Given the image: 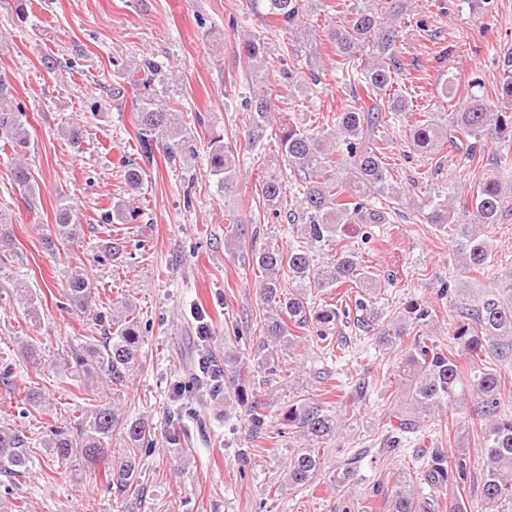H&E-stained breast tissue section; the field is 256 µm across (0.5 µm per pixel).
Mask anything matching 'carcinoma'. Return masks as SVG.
Here are the masks:
<instances>
[{
	"label": "carcinoma",
	"instance_id": "cac0c4a2",
	"mask_svg": "<svg viewBox=\"0 0 512 512\" xmlns=\"http://www.w3.org/2000/svg\"><path fill=\"white\" fill-rule=\"evenodd\" d=\"M268 14L275 16L288 32L303 22L306 4L303 0H267ZM411 0H382L374 8L352 9L345 19L328 33L336 55V70L353 78L361 93L353 104L332 116L328 122L334 130L301 128L297 125L267 131L272 89L268 75L279 72L282 86H300L298 74L302 66L277 58L266 52L265 42L250 35L240 43L239 58L251 75L249 95L244 107L254 113L250 139L260 143L264 137L277 142L284 167L296 175L291 204L285 218L300 226V240L280 247L273 236L260 237L257 228H249L251 220L234 213L229 223L232 232L224 238V250L234 253L245 240H250L252 266L261 271L260 297L271 315L261 325L259 339L252 351V362L271 376L279 371L280 353L295 340L293 329L315 330L316 336L327 339L339 320L335 308H318L310 302L309 293L347 284L373 282L371 273L360 260L359 252L343 243L352 224H386L388 200L399 196L390 180L386 166L385 147L380 144V128L391 120L413 112L412 99L403 93L389 94L395 76L402 72L400 46L402 34L399 19L410 9ZM136 127L145 163L152 161V145L165 141V154L174 161L192 151L183 135L179 113L161 106L150 94L136 104ZM472 138L465 159L475 162L477 147L483 139L512 138V53L504 61V79L497 92H483L479 78L468 80V95L464 106L442 120L431 113L414 122L410 141L418 149L441 148L447 141ZM8 142L13 152L26 153L30 136L14 115L13 108L0 102V140ZM210 172L216 177L224 194L236 192L239 169L234 149L216 136L207 146ZM145 169L134 159L125 161L124 177L132 187L143 181ZM512 152L505 149L492 158L489 167L479 173L478 183L470 200L457 208L450 198H430L423 218L429 224H450L456 227L460 242L458 253L466 269L485 274L494 269L493 243L487 235L491 224L499 223L507 210H512ZM14 181L23 195L36 194L33 176L23 163L14 170ZM268 206L280 208L287 194L286 184L279 175H270L261 188ZM80 222L75 209L62 202L56 223L43 228V241L52 249L56 243L73 242L79 238ZM340 244L333 250L331 245ZM328 253H323V250ZM292 288L283 289V279ZM14 291L26 304L31 318L38 316L34 295L26 284L17 281ZM96 285L82 268L71 270L65 296L78 308L88 307ZM467 321L455 328L454 336L469 357V364L460 365L452 351L427 335L434 321L428 306H414L408 311L412 324L419 327L413 342L401 350L396 372L398 381L410 395L408 406L388 411L389 437L386 445L394 448L408 434L421 428V420L434 412H453L470 400L472 422L484 426V459L480 495L485 512H498L499 504L512 502V412L502 408L506 380L487 365V357L512 356V300L487 294L466 312ZM407 335V322L393 321L384 328L379 342L398 346ZM144 336L140 322L126 306L112 315V331L91 337L81 347L70 350L68 358L88 375L102 376L112 383V389L124 385L129 375L141 363ZM99 392L92 390L87 401L95 402L81 410L76 426L68 428L48 423L44 426V447L51 449L52 462L57 467H69L80 459L89 468L112 456V446L125 447L124 456L109 468L107 490L126 501L142 497L141 456L152 451L161 441L171 448L186 442L184 430L171 425L157 438L154 428L142 418L129 419L122 415L117 403H96ZM288 427L303 440V446L293 448L288 456L281 486L290 489L311 483L324 463L325 445L337 434V418L311 401L301 399L288 405L283 414ZM31 438L19 429L0 428V476L9 484H19L30 474ZM355 462L336 469V485L345 486L356 479ZM470 460L460 456L448 463L442 448H429L414 473L407 474L402 485L391 495V512H431L435 505L422 501L417 490L427 486L443 489L448 484L464 487L470 482Z\"/></svg>",
	"mask_w": 512,
	"mask_h": 512
}]
</instances>
